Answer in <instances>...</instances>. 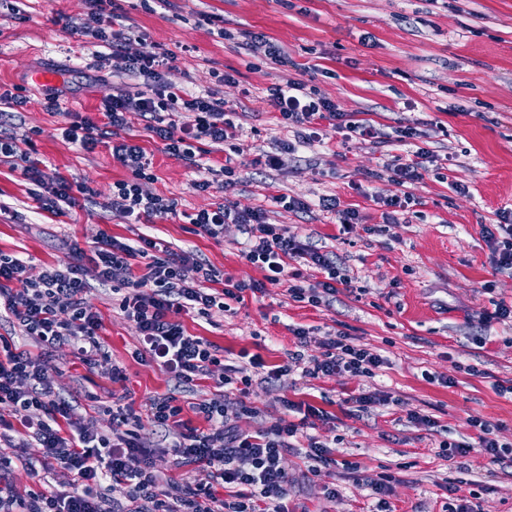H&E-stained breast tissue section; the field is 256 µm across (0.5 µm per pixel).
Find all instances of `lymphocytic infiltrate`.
<instances>
[{"mask_svg": "<svg viewBox=\"0 0 512 512\" xmlns=\"http://www.w3.org/2000/svg\"><path fill=\"white\" fill-rule=\"evenodd\" d=\"M122 24L112 0H90L84 21L71 25L70 31L109 49L116 68L140 79V89H121L103 99L98 106L101 121L73 116L62 137L90 152L111 143L113 158L130 176L114 183L110 206L148 223L171 213L173 206L143 190L144 182L154 178L145 149L117 138L127 128L129 114H140L145 130L162 142L166 154L193 165L206 155L207 144L235 140L238 127L231 118L232 107L216 93L192 95L166 82L173 55L144 37H131ZM265 102L284 128L295 131L294 141L284 142V150L354 137L402 147L405 159L387 167L392 181L401 185L422 180L435 161L428 149L416 145L414 128L398 126L381 135L374 125L341 111L332 100L313 97L301 81L287 78L272 83ZM0 154L23 161L22 174L34 184L33 198L41 210L63 213L87 191L84 184L44 172L13 137L0 134ZM191 222L199 234L213 239L223 237L225 225L243 226L248 240L242 255L263 271L262 280L219 278L204 259L187 252L156 255V241L145 236L131 244L100 235L91 251L74 249V263L46 268L35 276L20 258L0 254V318L43 347L42 353L34 354L9 341L0 342V427L7 418L16 419L24 436L41 448L43 461H55L74 475L67 490L33 492L22 503L6 481L7 461L0 459V512H14L21 504L26 512H289L283 457L294 450L293 439L300 429L326 420L323 410L291 401L287 407L299 413V421L282 418L253 433L239 432L227 425L228 410L246 416L255 410L243 399H230L225 388L237 381L249 385L250 378L227 373L218 382V394L186 406L168 393L155 397L140 414L124 396H117L108 430L97 431L46 380L48 349L70 344L89 367L104 354L98 338L101 319L86 299L89 286L81 275L80 262L86 257L95 264L100 285L119 294L120 311L138 328L142 348L136 359L156 362L185 387L209 379L212 366L223 357L208 340L188 334L178 314L206 318L212 309L224 311L229 301H242L244 292L262 294L270 285L285 286L291 300L316 307L338 287L353 283L335 256L267 223L263 210H240L225 203L197 211ZM298 260L317 269L320 280L304 283L294 266ZM190 269L195 278L187 277ZM292 334L297 349L289 358L309 378L344 372L371 377L384 364L380 355L354 344L342 331L329 335L318 356L305 352V329L293 328ZM187 410L205 422V429L184 420ZM147 428L161 436L162 446L143 441L141 432ZM159 450L173 456L182 471L180 480H161L154 471L153 457ZM106 482L115 498L102 493ZM223 488L228 496H220Z\"/></svg>", "mask_w": 512, "mask_h": 512, "instance_id": "lymphocytic-infiltrate-1", "label": "lymphocytic infiltrate"}]
</instances>
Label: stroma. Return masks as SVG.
I'll return each mask as SVG.
<instances>
[{
    "instance_id": "35a3bbf8",
    "label": "stroma",
    "mask_w": 512,
    "mask_h": 512,
    "mask_svg": "<svg viewBox=\"0 0 512 512\" xmlns=\"http://www.w3.org/2000/svg\"><path fill=\"white\" fill-rule=\"evenodd\" d=\"M127 24L175 62L166 79L187 92L218 93L236 107L242 128L233 150L211 146L203 161L236 167L239 181L225 187L213 178L205 192L192 189L196 167L168 156L150 137L137 114H130L126 138L144 147L154 181L146 192L174 204L168 216L133 224L109 209L114 182L128 172L105 146L77 150L61 136L73 112L97 118L100 100L115 88L136 86V78L98 58L90 39H78L58 24L84 19L88 0H12L0 7V87H26L31 102L7 127L16 141H32L48 172L84 181L90 193L66 214L38 209L29 183L12 159L0 156V253L24 260L33 272L72 262L74 245L100 234L135 240L146 235L174 252L191 251L221 274L237 281L262 279L243 257L247 236L228 224L215 240L197 234L190 217L230 201L239 208H263L267 221L281 225L320 250L336 254L359 288L339 290L314 307L288 299L283 288L245 293L230 310L211 320L181 315L189 334L224 351V363L241 365L242 354L260 355L276 377H252L245 398L254 417L228 414L227 423L253 431L286 416L284 400L306 402L326 411L312 436L326 444L333 466L288 452L290 512H375L386 500L389 512H448L471 505L480 512H512V462L489 464L477 450L471 418L498 425L512 441V322L487 320L497 302H512V276L495 273L486 228L512 211V0H116ZM230 39L219 37V30ZM277 43L287 66L272 64L247 48L250 34ZM63 73L58 85L39 84L36 72ZM237 82L224 84L227 72ZM293 78L355 113L383 132L397 126L420 131L419 146L434 151L436 166L423 180L404 186L383 176L392 147L350 140L340 154L322 146L281 149L291 134L270 112L264 95L278 78ZM58 109H50V97ZM279 153V167L261 164L263 154ZM412 194L414 201L394 224L370 199ZM308 203L301 212L275 203V196ZM336 197L357 209L363 221L349 235L338 232L320 199ZM91 286L87 299L101 317L99 338L107 352L88 368L69 345L52 349L46 377L56 392L76 399L90 426L107 429L116 385L113 363L127 370V386L137 411L155 396L175 393L183 401L212 396L215 383L177 386L155 364L134 359L135 325L112 306L110 289L98 286L97 271L82 261ZM491 290H484L485 282ZM308 332L309 354L317 355L329 333L343 331L355 344L381 354L386 363L373 377L349 373L313 379L286 370L295 348L292 328ZM454 386H446V379ZM384 393L391 405L358 412L348 396ZM430 416L432 426L410 422L409 411ZM473 444L467 456L448 458L442 441ZM10 457L9 482L18 496L37 484L29 461L41 448H2ZM391 474L385 497L363 478ZM335 497H327V486Z\"/></svg>"
}]
</instances>
